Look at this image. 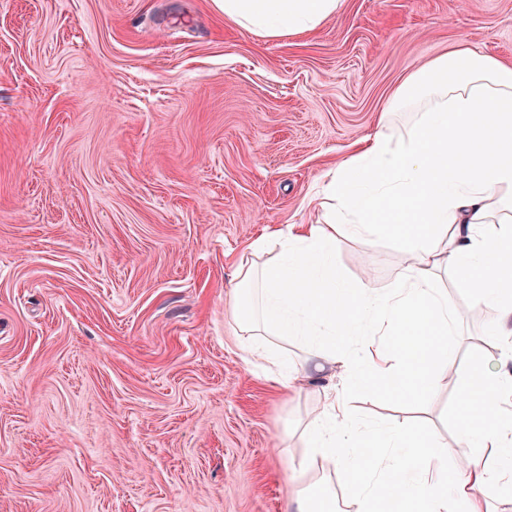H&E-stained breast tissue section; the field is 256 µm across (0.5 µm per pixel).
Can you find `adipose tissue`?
Instances as JSON below:
<instances>
[{
    "label": "adipose tissue",
    "mask_w": 512,
    "mask_h": 512,
    "mask_svg": "<svg viewBox=\"0 0 512 512\" xmlns=\"http://www.w3.org/2000/svg\"><path fill=\"white\" fill-rule=\"evenodd\" d=\"M225 19L266 38L316 30L342 0H215ZM403 91L428 100L406 140L384 132L333 170L316 197L320 224H292L250 245L236 270L241 298L232 314L246 364L292 386L308 372L340 368L341 390H374L391 402L433 398L451 361L456 318L441 275H452L473 304L496 312L493 335L512 332V64L458 45L414 71ZM386 238L407 262L377 292L336 271L349 239ZM308 358L288 355L289 338ZM465 384L458 438L489 448L449 468L432 429L362 423L338 391L307 418L301 468L288 477L290 512H326L329 481L304 482L303 469L348 478L346 512H490L512 497V417L501 410L512 377L459 366Z\"/></svg>",
    "instance_id": "ef3b65f1"
}]
</instances>
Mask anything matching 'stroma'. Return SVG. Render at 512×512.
Returning a JSON list of instances; mask_svg holds the SVG:
<instances>
[{"label": "stroma", "instance_id": "stroma-1", "mask_svg": "<svg viewBox=\"0 0 512 512\" xmlns=\"http://www.w3.org/2000/svg\"><path fill=\"white\" fill-rule=\"evenodd\" d=\"M512 61V0H344L317 30L263 39L214 0H0V512H288L294 393L240 357L234 270L309 204L411 72L458 44ZM406 258L345 241L336 269L389 286ZM454 360L512 373L492 308L442 282ZM462 378L368 421L417 418L448 461Z\"/></svg>", "mask_w": 512, "mask_h": 512}]
</instances>
